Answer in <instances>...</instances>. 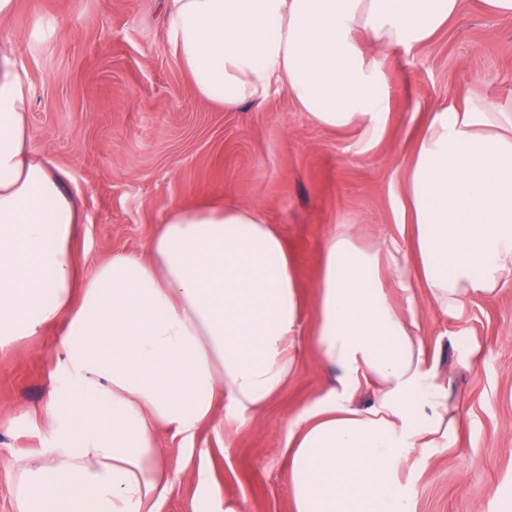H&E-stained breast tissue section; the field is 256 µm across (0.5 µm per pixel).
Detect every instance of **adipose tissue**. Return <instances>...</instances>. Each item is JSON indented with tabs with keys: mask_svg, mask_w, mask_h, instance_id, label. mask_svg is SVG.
Here are the masks:
<instances>
[{
	"mask_svg": "<svg viewBox=\"0 0 512 512\" xmlns=\"http://www.w3.org/2000/svg\"><path fill=\"white\" fill-rule=\"evenodd\" d=\"M175 58L225 108L287 85L329 127L389 110L371 48L412 49L461 0H165ZM23 76L0 53V357L57 325L51 447L26 458L15 512H160L169 490L157 430L192 439L223 401L253 422L286 385L306 338L336 376L285 434L293 512H407L410 448H440L460 424L414 308L389 288H424L446 316L512 287V113L490 101L435 110L416 143L401 204L412 249L326 239L317 319L306 327L288 250L255 206L176 205L142 251L83 272L82 216L33 146ZM367 403H359L362 393Z\"/></svg>",
	"mask_w": 512,
	"mask_h": 512,
	"instance_id": "adipose-tissue-1",
	"label": "adipose tissue"
}]
</instances>
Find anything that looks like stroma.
<instances>
[{"label": "stroma", "mask_w": 512, "mask_h": 512, "mask_svg": "<svg viewBox=\"0 0 512 512\" xmlns=\"http://www.w3.org/2000/svg\"><path fill=\"white\" fill-rule=\"evenodd\" d=\"M26 77L29 134L59 171L86 222L76 255L86 270L143 249L167 209L217 197L259 207L291 254L305 317L317 314L323 246L339 224L364 241L399 238V201L417 138L433 110L465 100L512 109V16L481 0L427 44L379 51L390 99L383 130L320 125L286 86L262 104L227 110L201 97L173 55L164 0H17L0 21V52ZM423 339L461 417L444 448L410 451L400 474L411 512H512V288L436 314L415 289ZM57 328L0 360V512H14L19 463L47 448L40 417L53 380ZM333 380L314 341L257 425L228 424L216 407L193 441L159 429L170 490L160 512H204L199 471L223 512H292L285 431Z\"/></svg>", "instance_id": "1"}]
</instances>
